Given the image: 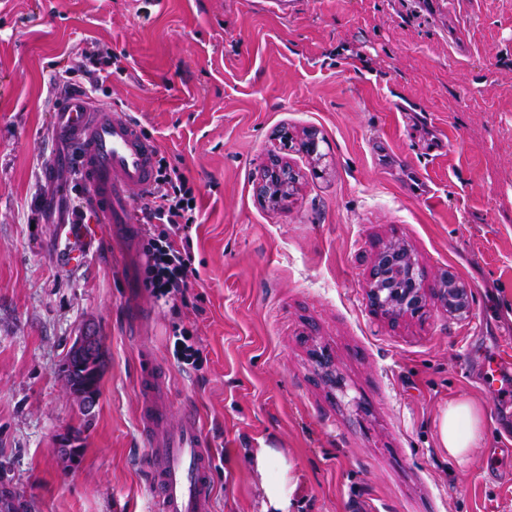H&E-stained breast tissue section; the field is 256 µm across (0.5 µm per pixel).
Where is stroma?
Segmentation results:
<instances>
[{"mask_svg":"<svg viewBox=\"0 0 512 512\" xmlns=\"http://www.w3.org/2000/svg\"><path fill=\"white\" fill-rule=\"evenodd\" d=\"M86 51L111 62L74 83L136 118L194 191L186 300L147 288L144 251L95 215L93 243L66 236L76 152L53 131L51 76ZM283 129L318 130L324 174L279 153ZM277 153L299 184L274 208L256 187ZM395 239L426 288L447 272L468 285L467 317L371 309L373 257ZM86 327L104 352L88 417L61 373ZM504 345L512 0H0V485L31 512H154L146 354L173 420L191 409L209 436L212 512H260L261 446L298 477L295 512H512V400L478 367ZM457 398L486 420L464 459L438 440Z\"/></svg>","mask_w":512,"mask_h":512,"instance_id":"35a3bbf8","label":"stroma"}]
</instances>
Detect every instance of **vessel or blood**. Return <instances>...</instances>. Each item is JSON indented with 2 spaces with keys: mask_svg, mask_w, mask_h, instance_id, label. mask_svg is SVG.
I'll list each match as a JSON object with an SVG mask.
<instances>
[{
  "mask_svg": "<svg viewBox=\"0 0 512 512\" xmlns=\"http://www.w3.org/2000/svg\"><path fill=\"white\" fill-rule=\"evenodd\" d=\"M55 132L76 147L100 220L120 225L125 239L135 238L139 228L130 194H146L154 185L155 142L129 115L91 106L79 95L57 113ZM138 389L157 512H210L215 457L198 417L188 413L179 425H171L166 378L152 365L141 369Z\"/></svg>",
  "mask_w": 512,
  "mask_h": 512,
  "instance_id": "obj_1",
  "label": "vessel or blood"
}]
</instances>
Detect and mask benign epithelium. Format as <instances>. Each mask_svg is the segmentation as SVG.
Segmentation results:
<instances>
[{
	"instance_id": "7a95c632",
	"label": "benign epithelium",
	"mask_w": 512,
	"mask_h": 512,
	"mask_svg": "<svg viewBox=\"0 0 512 512\" xmlns=\"http://www.w3.org/2000/svg\"><path fill=\"white\" fill-rule=\"evenodd\" d=\"M320 139L315 131H308L298 142L301 152L306 154L315 173L326 159L320 149ZM298 176L279 158L266 166L258 197L264 204L278 206L293 197L297 190ZM370 307L381 314L398 319L417 317L425 313L429 297L423 275L412 250L400 241H390L375 254L365 288ZM435 296L445 311L463 318L470 310V296L466 284L455 274H445L435 289ZM99 348L95 333L85 330L77 337L75 349L93 355Z\"/></svg>"
}]
</instances>
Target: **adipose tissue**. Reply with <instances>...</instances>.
<instances>
[{
    "mask_svg": "<svg viewBox=\"0 0 512 512\" xmlns=\"http://www.w3.org/2000/svg\"><path fill=\"white\" fill-rule=\"evenodd\" d=\"M485 416L471 400H454L441 413L439 441L454 458H465L482 441ZM255 470L266 478L262 512H289L298 490V479L286 459L275 450L262 447L250 455Z\"/></svg>",
    "mask_w": 512,
    "mask_h": 512,
    "instance_id": "1",
    "label": "adipose tissue"
}]
</instances>
